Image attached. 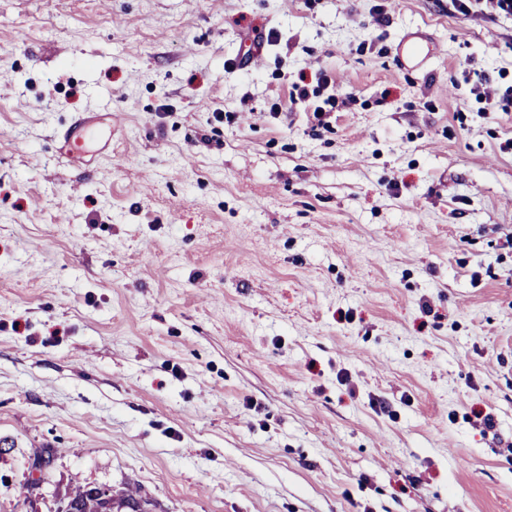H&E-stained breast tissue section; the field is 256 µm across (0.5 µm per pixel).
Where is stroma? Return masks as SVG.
<instances>
[{"instance_id":"1","label":"stroma","mask_w":512,"mask_h":512,"mask_svg":"<svg viewBox=\"0 0 512 512\" xmlns=\"http://www.w3.org/2000/svg\"><path fill=\"white\" fill-rule=\"evenodd\" d=\"M110 110L111 155L60 151ZM87 486L512 512V16L0 0V512ZM438 54V51H433L425 46L416 37L408 35L400 41L397 56L402 66L412 69H423ZM97 122L96 116H80L61 132L63 146L69 155L79 160L89 155L86 142L93 136Z\"/></svg>"}]
</instances>
